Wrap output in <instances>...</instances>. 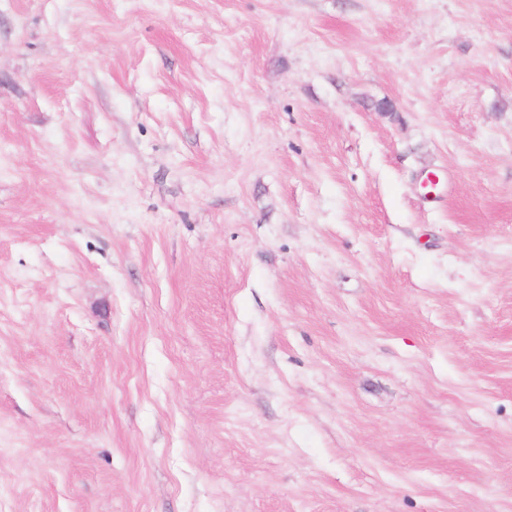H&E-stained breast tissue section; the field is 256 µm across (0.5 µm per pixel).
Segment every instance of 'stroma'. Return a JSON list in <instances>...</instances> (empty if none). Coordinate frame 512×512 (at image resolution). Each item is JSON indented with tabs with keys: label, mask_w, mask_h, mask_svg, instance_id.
Returning a JSON list of instances; mask_svg holds the SVG:
<instances>
[{
	"label": "stroma",
	"mask_w": 512,
	"mask_h": 512,
	"mask_svg": "<svg viewBox=\"0 0 512 512\" xmlns=\"http://www.w3.org/2000/svg\"><path fill=\"white\" fill-rule=\"evenodd\" d=\"M0 512H512V0H0Z\"/></svg>",
	"instance_id": "35a3bbf8"
}]
</instances>
